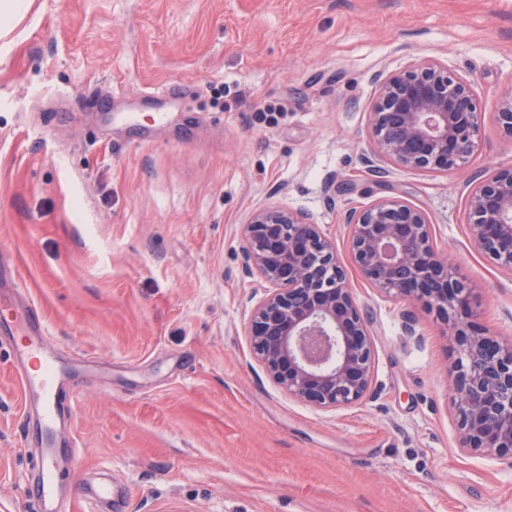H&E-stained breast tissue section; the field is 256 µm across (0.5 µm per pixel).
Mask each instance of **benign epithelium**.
Instances as JSON below:
<instances>
[{"label": "benign epithelium", "mask_w": 512, "mask_h": 512, "mask_svg": "<svg viewBox=\"0 0 512 512\" xmlns=\"http://www.w3.org/2000/svg\"><path fill=\"white\" fill-rule=\"evenodd\" d=\"M512 138V92L497 112ZM369 174L386 166L448 172L480 133L473 84L434 58L380 80L371 109ZM467 223L475 248L512 273V168L470 184ZM349 251L375 288L422 301L443 318L458 354L451 404L462 447L512 456V340L471 328L468 289L448 276L425 212L397 197L350 211ZM245 271L267 284L250 310L253 353L288 394L322 408L362 401L372 383V343L333 242L300 211L267 207L243 225Z\"/></svg>", "instance_id": "7a95c632"}]
</instances>
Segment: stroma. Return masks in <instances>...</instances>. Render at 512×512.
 <instances>
[{"instance_id":"stroma-1","label":"stroma","mask_w":512,"mask_h":512,"mask_svg":"<svg viewBox=\"0 0 512 512\" xmlns=\"http://www.w3.org/2000/svg\"><path fill=\"white\" fill-rule=\"evenodd\" d=\"M435 58L473 83L479 145L456 172L368 174L378 81ZM512 0H16L0 14V246L70 353L61 512H512V456L461 447L453 355L421 302L373 288L347 216L423 209L470 289L475 329L512 339V274L477 251L469 180L512 167ZM278 206L336 245L369 320L372 385L321 409L278 386L247 336L263 282L241 229ZM414 315L406 334L405 312ZM12 345L0 335V512H31Z\"/></svg>"}]
</instances>
